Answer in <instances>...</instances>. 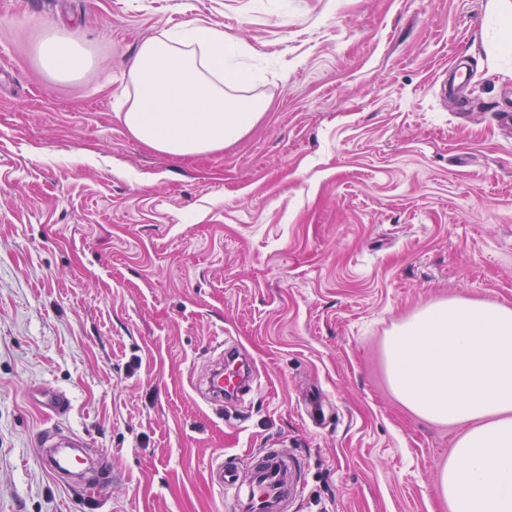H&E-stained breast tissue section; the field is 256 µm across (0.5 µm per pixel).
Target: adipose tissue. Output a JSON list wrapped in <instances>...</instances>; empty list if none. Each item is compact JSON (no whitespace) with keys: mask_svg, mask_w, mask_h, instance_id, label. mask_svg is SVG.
<instances>
[{"mask_svg":"<svg viewBox=\"0 0 512 512\" xmlns=\"http://www.w3.org/2000/svg\"><path fill=\"white\" fill-rule=\"evenodd\" d=\"M223 30L185 24L144 41L125 74L120 119L130 136L173 157L223 149L260 121L264 105L224 84ZM392 394L416 416L463 426L439 471L450 512H512V307L451 297L426 305L386 337Z\"/></svg>","mask_w":512,"mask_h":512,"instance_id":"obj_1","label":"adipose tissue"}]
</instances>
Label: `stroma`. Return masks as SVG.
Instances as JSON below:
<instances>
[{"instance_id":"1","label":"stroma","mask_w":512,"mask_h":512,"mask_svg":"<svg viewBox=\"0 0 512 512\" xmlns=\"http://www.w3.org/2000/svg\"><path fill=\"white\" fill-rule=\"evenodd\" d=\"M512 0H0V512H225L212 460L299 457L288 512H448L456 429L391 393L386 336L448 297L512 307ZM239 45L269 107L177 159L116 108L140 43L185 22ZM86 57L52 75L50 31ZM458 96L439 86L458 55ZM228 344L241 399L205 390ZM54 435L103 459L43 468ZM48 437L40 439V454L42 458L43 467L51 473L56 479L60 480L63 475L70 473L73 469L70 467L71 456L67 453H63L60 456L55 454L49 459H44L41 448H78L82 445L83 440L76 434H69L65 440L60 443L48 445Z\"/></svg>"}]
</instances>
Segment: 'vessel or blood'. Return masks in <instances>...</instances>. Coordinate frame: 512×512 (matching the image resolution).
Segmentation results:
<instances>
[{
  "label": "vessel or blood",
  "instance_id": "obj_1",
  "mask_svg": "<svg viewBox=\"0 0 512 512\" xmlns=\"http://www.w3.org/2000/svg\"><path fill=\"white\" fill-rule=\"evenodd\" d=\"M241 367V361L232 357L226 359L223 368L213 369L207 380L212 396L242 393L246 384ZM82 443L80 436L67 435L64 454L44 460V468L58 479L70 473L69 451ZM300 471L299 459L282 449L266 448L245 471L216 458L210 468V481L223 496L227 512H287L291 499L303 490Z\"/></svg>",
  "mask_w": 512,
  "mask_h": 512
}]
</instances>
